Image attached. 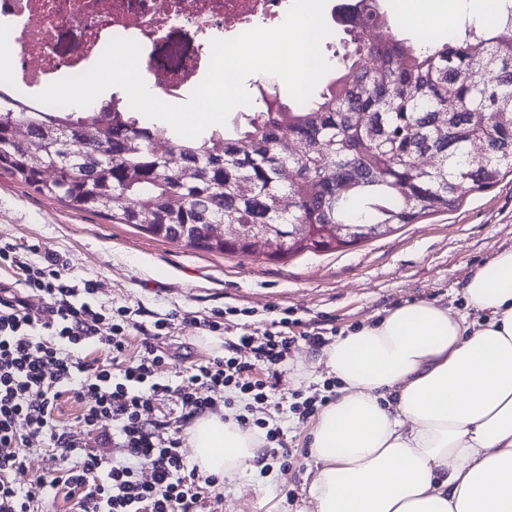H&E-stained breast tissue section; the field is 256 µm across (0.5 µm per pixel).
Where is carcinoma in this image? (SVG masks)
Here are the masks:
<instances>
[{
	"label": "carcinoma",
	"instance_id": "obj_1",
	"mask_svg": "<svg viewBox=\"0 0 512 512\" xmlns=\"http://www.w3.org/2000/svg\"><path fill=\"white\" fill-rule=\"evenodd\" d=\"M499 2L492 19L410 49L378 0H358L344 73L305 104L257 83L250 111L195 139L118 111L114 94L53 112L0 90V169L78 213L192 248L283 260L356 245L374 235L338 240L336 225L410 224L512 173V0ZM21 122L31 133L18 142ZM64 130L94 145L76 166L59 160Z\"/></svg>",
	"mask_w": 512,
	"mask_h": 512
}]
</instances>
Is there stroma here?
I'll list each match as a JSON object with an SVG mask.
<instances>
[{
  "instance_id": "obj_1",
  "label": "stroma",
  "mask_w": 512,
  "mask_h": 512,
  "mask_svg": "<svg viewBox=\"0 0 512 512\" xmlns=\"http://www.w3.org/2000/svg\"><path fill=\"white\" fill-rule=\"evenodd\" d=\"M9 244L28 263L44 252L57 254L69 284L94 285L93 301L103 308L128 307L136 329L127 354L136 357L141 329L169 314L161 335L148 338L163 362L160 374L179 381L191 367L223 355L225 340L260 334L288 316L297 340L281 364L274 395L256 415L280 436L269 442L265 468L224 481L203 493L199 512H303L314 460L307 446L312 418L293 410L299 397L335 396V380L309 374L319 349L301 340L303 331L324 328L328 340L372 323L393 309L428 302L466 312L462 291L469 275L497 254L512 251V174L484 191L462 196L457 209L426 216L413 224L359 245L281 261L194 249L182 242L145 234L129 224L77 213L0 170V245ZM222 313L223 331L197 329L193 317ZM81 404L62 398L56 417L77 445L96 448L99 430L79 424ZM45 438L30 442L18 485L34 487L54 469Z\"/></svg>"
}]
</instances>
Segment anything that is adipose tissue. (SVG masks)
Here are the masks:
<instances>
[{
	"label": "adipose tissue",
	"instance_id": "1",
	"mask_svg": "<svg viewBox=\"0 0 512 512\" xmlns=\"http://www.w3.org/2000/svg\"><path fill=\"white\" fill-rule=\"evenodd\" d=\"M463 296L478 319L407 303L323 349L339 396L310 430L311 512H512V251ZM186 434L199 472L230 480L261 446L213 413Z\"/></svg>",
	"mask_w": 512,
	"mask_h": 512
}]
</instances>
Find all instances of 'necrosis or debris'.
I'll return each mask as SVG.
<instances>
[{"mask_svg":"<svg viewBox=\"0 0 512 512\" xmlns=\"http://www.w3.org/2000/svg\"><path fill=\"white\" fill-rule=\"evenodd\" d=\"M289 0H0V19L13 21L16 35L0 40V72L16 94L32 97L61 77L78 75L98 60L115 37L137 41L144 51L145 80L162 94L180 98L210 61L213 39H230L256 27L273 28ZM67 29L83 44L82 55L63 59L53 33ZM183 31L196 48L180 68L161 64L151 47Z\"/></svg>","mask_w":512,"mask_h":512,"instance_id":"1","label":"necrosis or debris"}]
</instances>
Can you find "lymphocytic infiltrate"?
I'll use <instances>...</instances> for the list:
<instances>
[{"mask_svg":"<svg viewBox=\"0 0 512 512\" xmlns=\"http://www.w3.org/2000/svg\"><path fill=\"white\" fill-rule=\"evenodd\" d=\"M43 259V265L24 267L28 295L0 287V512H32L37 490L47 488L75 499L76 512H194L201 490L218 479L189 466L180 436L168 434L166 422L145 417V410L153 399L175 400L180 423L187 426L221 403L241 427L263 426L252 413L276 384L257 378L255 365L238 362L235 353L250 347L255 364L271 369L284 361L291 338L271 331L239 336L228 342L224 357L196 366L174 384L159 374L162 358L152 345L138 358H127L126 307L103 312L89 300L91 286L64 283L55 254ZM92 342L110 346L112 365L90 376L81 354ZM235 390L243 408L234 405ZM65 395L91 397L80 415L85 427L111 420L118 456L77 449L55 417ZM38 434L59 450L60 463L50 478L24 489L12 475L23 466L30 436ZM146 465L153 471L149 483L139 478Z\"/></svg>","mask_w":512,"mask_h":512,"instance_id":"obj_1","label":"lymphocytic infiltrate"}]
</instances>
